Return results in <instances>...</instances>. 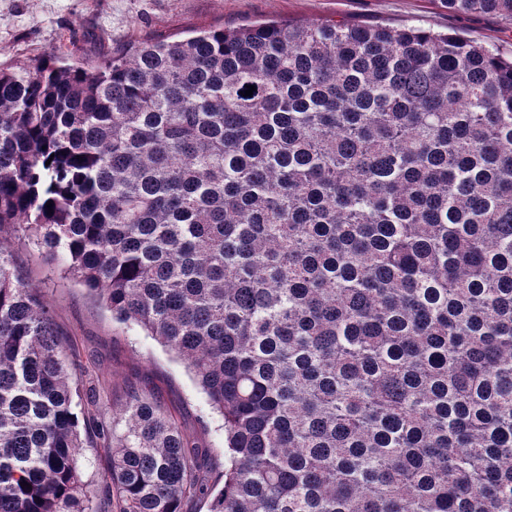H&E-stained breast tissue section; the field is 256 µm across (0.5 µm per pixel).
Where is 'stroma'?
I'll return each mask as SVG.
<instances>
[{
  "label": "stroma",
  "instance_id": "stroma-1",
  "mask_svg": "<svg viewBox=\"0 0 512 512\" xmlns=\"http://www.w3.org/2000/svg\"><path fill=\"white\" fill-rule=\"evenodd\" d=\"M326 19L456 33L512 55V25L492 15L449 12L440 0H0V65L26 67L72 39L94 58L131 40L193 27ZM16 258L53 310L56 333L72 371L83 380L95 419L111 422L131 392L150 394L184 436L211 449V462L223 468L222 420L185 365L138 327L113 321L83 288L48 267L34 245H18Z\"/></svg>",
  "mask_w": 512,
  "mask_h": 512
}]
</instances>
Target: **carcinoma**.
Masks as SVG:
<instances>
[{"instance_id":"carcinoma-1","label":"carcinoma","mask_w":512,"mask_h":512,"mask_svg":"<svg viewBox=\"0 0 512 512\" xmlns=\"http://www.w3.org/2000/svg\"><path fill=\"white\" fill-rule=\"evenodd\" d=\"M6 226L186 362L230 466L147 394L79 415L0 236V512H512V57L331 19L0 67ZM81 426L84 448H81L80 451L79 465L82 469L84 479L88 482L97 483L109 468V458L101 448H96L95 441L86 435L83 429V421L81 422Z\"/></svg>"}]
</instances>
